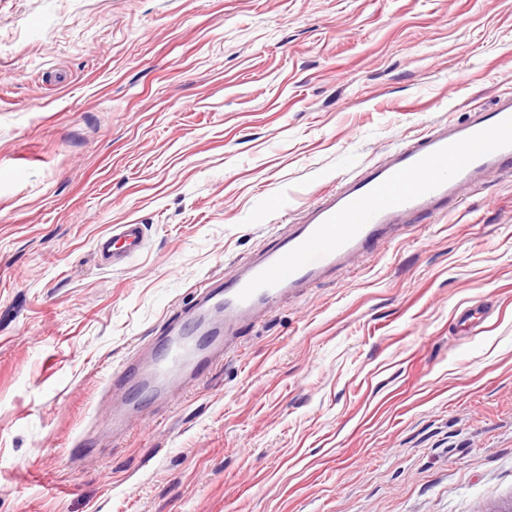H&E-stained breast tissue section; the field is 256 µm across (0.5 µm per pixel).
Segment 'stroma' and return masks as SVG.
I'll use <instances>...</instances> for the list:
<instances>
[{
	"instance_id": "35a3bbf8",
	"label": "stroma",
	"mask_w": 512,
	"mask_h": 512,
	"mask_svg": "<svg viewBox=\"0 0 512 512\" xmlns=\"http://www.w3.org/2000/svg\"><path fill=\"white\" fill-rule=\"evenodd\" d=\"M511 67L512 0H0V512H503L511 170L118 435L107 378ZM116 224L144 231L121 267ZM142 246V225L116 224L111 235L97 241L96 249L102 259L115 266L135 257Z\"/></svg>"
}]
</instances>
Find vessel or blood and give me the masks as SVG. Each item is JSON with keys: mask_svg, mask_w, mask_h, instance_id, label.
<instances>
[{"mask_svg": "<svg viewBox=\"0 0 512 512\" xmlns=\"http://www.w3.org/2000/svg\"><path fill=\"white\" fill-rule=\"evenodd\" d=\"M506 168L512 169L511 95L492 110H473L465 121L424 134L398 148L387 162L346 180L310 211L305 223L290 225L235 276L194 292L189 305L207 322L205 344H198L187 324L173 322L154 339L148 363H126L113 372L110 383L124 395L113 424H123L140 398L170 392L177 374L197 373L217 362L231 341L230 329L239 322L271 311L284 296L346 266L389 238L399 224L444 212L481 177ZM142 246L141 225L117 224L96 249L106 262L118 265Z\"/></svg>", "mask_w": 512, "mask_h": 512, "instance_id": "1", "label": "vessel or blood"}]
</instances>
